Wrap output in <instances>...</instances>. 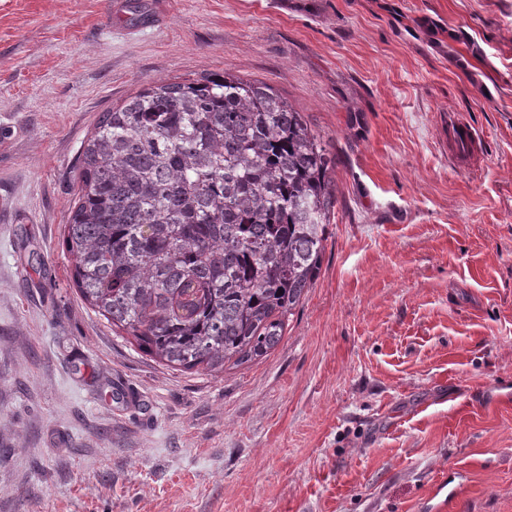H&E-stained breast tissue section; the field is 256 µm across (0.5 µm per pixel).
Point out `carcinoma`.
I'll return each instance as SVG.
<instances>
[{
  "instance_id": "cac0c4a2",
  "label": "carcinoma",
  "mask_w": 512,
  "mask_h": 512,
  "mask_svg": "<svg viewBox=\"0 0 512 512\" xmlns=\"http://www.w3.org/2000/svg\"><path fill=\"white\" fill-rule=\"evenodd\" d=\"M331 159L263 83L163 81L102 113L65 226L83 300L182 372L259 359L317 276Z\"/></svg>"
}]
</instances>
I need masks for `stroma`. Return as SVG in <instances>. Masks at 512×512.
Segmentation results:
<instances>
[{"label":"stroma","mask_w":512,"mask_h":512,"mask_svg":"<svg viewBox=\"0 0 512 512\" xmlns=\"http://www.w3.org/2000/svg\"><path fill=\"white\" fill-rule=\"evenodd\" d=\"M112 2L0 0V512H512V0ZM221 71L301 112L336 201L279 345L181 372L62 241L100 114Z\"/></svg>","instance_id":"obj_1"}]
</instances>
